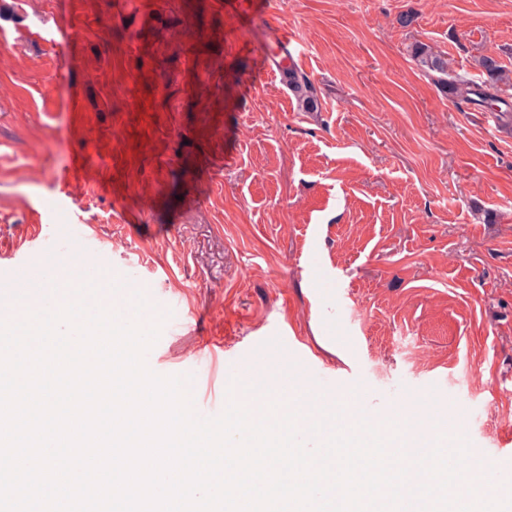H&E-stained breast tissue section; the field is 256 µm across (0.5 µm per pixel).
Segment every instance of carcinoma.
Masks as SVG:
<instances>
[{"label":"carcinoma","mask_w":512,"mask_h":512,"mask_svg":"<svg viewBox=\"0 0 512 512\" xmlns=\"http://www.w3.org/2000/svg\"><path fill=\"white\" fill-rule=\"evenodd\" d=\"M411 56L422 71L433 77L448 99L456 104L466 103L478 107L504 106L501 116H512V105L502 96L501 85H511L512 79L504 77L505 69L491 56H483L478 64L485 79L477 82L455 73L445 54L434 50L425 43H418L411 49ZM288 89L299 100L307 112L319 109L318 97L309 76L290 66L283 69Z\"/></svg>","instance_id":"obj_1"}]
</instances>
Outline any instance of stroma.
Masks as SVG:
<instances>
[{"instance_id": "1", "label": "stroma", "mask_w": 512, "mask_h": 512, "mask_svg": "<svg viewBox=\"0 0 512 512\" xmlns=\"http://www.w3.org/2000/svg\"><path fill=\"white\" fill-rule=\"evenodd\" d=\"M263 3L257 26L294 36L318 111L242 52L224 0H156L148 26L133 0H0V267L25 256L49 281L66 260L31 255L29 212L80 218L100 280L135 276L154 311L178 308L154 373L221 345L203 382L218 397L249 377L232 351L295 336L362 414L426 398L512 477V122L454 106L410 57L422 42L476 80L485 55L512 71V0ZM315 231L342 306L314 297ZM257 363L307 396L277 348Z\"/></svg>"}]
</instances>
